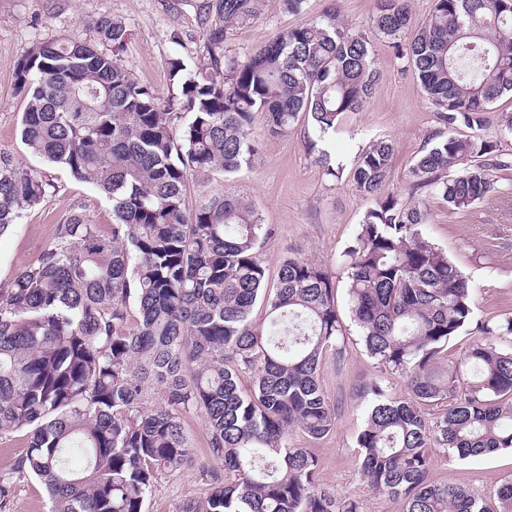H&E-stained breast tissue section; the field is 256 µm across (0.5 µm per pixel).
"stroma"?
Wrapping results in <instances>:
<instances>
[{
  "mask_svg": "<svg viewBox=\"0 0 512 512\" xmlns=\"http://www.w3.org/2000/svg\"><path fill=\"white\" fill-rule=\"evenodd\" d=\"M202 2L0 0V150L12 154L47 183L40 203L23 211L18 223L0 235V288L7 287L17 272L53 241L58 224L73 203H81L103 230L112 226V206L105 195L92 185L75 180L66 169L33 156L23 144L20 119L25 102L14 83L18 60L33 45L67 35L96 41L92 21L109 16L123 22L129 32L119 54L126 70L162 97L174 96L178 90L169 84V59L181 58L194 73L209 68L204 50L209 22L201 9ZM331 5L349 27L359 29L375 11L376 0H306L299 15L279 12L275 0H264L253 19L230 30L225 53L245 60L273 33L316 18ZM373 44L381 78L371 103L364 111L346 115L326 144L327 150L339 156L345 166L339 177L324 175L305 147L303 128L272 136L259 120L252 128V136L259 144L252 165L229 177L213 174L192 178L188 189L195 204L215 194L248 197L270 229L258 250L268 280L276 281L281 261L291 255L326 267L334 276L339 317L347 326L350 313L343 254L370 205L356 192L349 170L371 139L390 138L395 154L386 189L405 194L411 160L439 127L414 72L397 60L387 39L374 38ZM493 178L497 192L463 210L449 211L441 198L429 197L430 222L422 227L424 237L444 249L475 287L476 323L512 316V172L497 171ZM346 334L345 360L339 362L326 356L320 372L322 390L336 409L335 429L319 441L308 440L297 432L293 441L318 457V480L324 487L357 493L361 486L355 439L366 409L361 389L376 381L388 394L400 397L406 392V380L382 372L356 344L354 329L348 326ZM184 428L194 446L196 461L175 474L159 477L148 499L147 512H177L184 500L199 496L210 473L221 468L220 463L207 457L208 433L203 419L187 417ZM433 477L489 498L512 478V453L500 451L460 460L440 452Z\"/></svg>",
  "mask_w": 512,
  "mask_h": 512,
  "instance_id": "1",
  "label": "stroma"
}]
</instances>
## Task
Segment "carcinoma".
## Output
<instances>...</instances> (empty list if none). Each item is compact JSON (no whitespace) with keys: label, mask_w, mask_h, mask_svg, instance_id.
<instances>
[{"label":"carcinoma","mask_w":512,"mask_h":512,"mask_svg":"<svg viewBox=\"0 0 512 512\" xmlns=\"http://www.w3.org/2000/svg\"><path fill=\"white\" fill-rule=\"evenodd\" d=\"M260 2L207 0L212 70L192 75L170 59L176 100L77 37L36 44L18 61L22 141L103 193L113 224L105 235L73 204L54 241L0 288V435L26 439L0 474V512L28 478L44 486L49 512H146L158 476L192 461L189 415L203 418L223 473L178 512H364L361 498L321 486L318 459L292 441L335 428L319 381L327 352L340 356L344 345L332 273L290 257L266 294L255 252L269 228L256 207L232 194L193 206L187 183L250 165L258 116L274 136L304 118L307 149L325 174L340 173L324 145L345 114L370 103L380 78L373 35L412 68L440 128L409 167L404 198L385 192L393 140L371 141L351 170L374 201L344 254L351 321L366 354L408 388L396 398L367 386L360 479L404 512H512V479L490 505L431 477L436 449L462 459L512 450V349L499 347L512 339V316L482 323L461 360L442 359L472 319L475 291L421 232L425 196L462 210L496 191L489 171L512 169L479 135L512 94V0H433L421 23L408 0H378L358 31L330 7L239 62L224 52L228 30ZM93 27L115 50L128 38L119 20ZM183 112L191 119L178 133ZM45 193L40 176L0 151V235ZM261 299L264 325L250 319ZM151 394L161 406H147Z\"/></svg>","instance_id":"carcinoma-1"}]
</instances>
